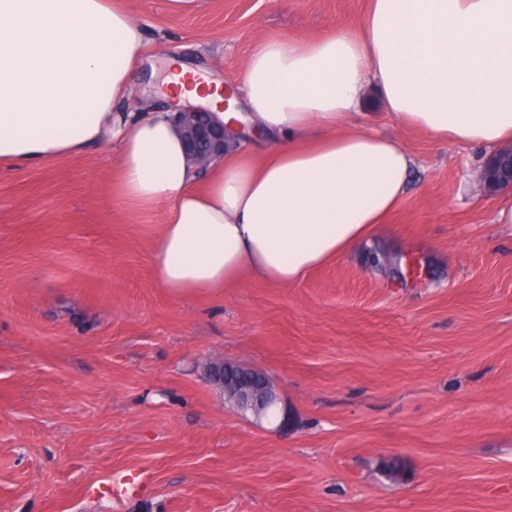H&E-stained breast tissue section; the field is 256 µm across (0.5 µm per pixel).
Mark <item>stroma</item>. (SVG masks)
<instances>
[{
    "instance_id": "stroma-1",
    "label": "stroma",
    "mask_w": 512,
    "mask_h": 512,
    "mask_svg": "<svg viewBox=\"0 0 512 512\" xmlns=\"http://www.w3.org/2000/svg\"><path fill=\"white\" fill-rule=\"evenodd\" d=\"M369 0H135L149 57L237 87L275 37L360 25ZM365 120L417 165L369 245L425 257L387 285L368 247L277 286L177 298L152 266L163 213L132 214L106 149L0 168V512H512V229L476 186L489 149ZM265 370L292 418L240 417L204 374ZM137 470L144 497L83 490ZM389 272V271H388ZM390 274V272H389ZM429 267L423 256L414 255L406 262L403 270L393 271L390 274L389 281L392 284H402L403 282H420L429 278Z\"/></svg>"
}]
</instances>
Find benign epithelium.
<instances>
[{"mask_svg": "<svg viewBox=\"0 0 512 512\" xmlns=\"http://www.w3.org/2000/svg\"><path fill=\"white\" fill-rule=\"evenodd\" d=\"M184 138L188 155L197 163L206 165L214 158L224 155V138L227 124L217 121L212 113L191 108L174 114ZM429 267L420 255H414L406 262L403 270L392 272L389 281L422 282L429 278ZM213 386L221 389L224 398L232 400V407L245 413L250 411L257 416L265 413L272 405H281V413H287L286 401L277 394L278 387L273 378L264 370L253 366L221 361L207 376Z\"/></svg>", "mask_w": 512, "mask_h": 512, "instance_id": "obj_1", "label": "benign epithelium"}]
</instances>
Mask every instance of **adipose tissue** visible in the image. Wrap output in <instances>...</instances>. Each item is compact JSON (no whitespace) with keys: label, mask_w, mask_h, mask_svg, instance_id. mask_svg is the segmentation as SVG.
Listing matches in <instances>:
<instances>
[{"label":"adipose tissue","mask_w":512,"mask_h":512,"mask_svg":"<svg viewBox=\"0 0 512 512\" xmlns=\"http://www.w3.org/2000/svg\"><path fill=\"white\" fill-rule=\"evenodd\" d=\"M128 0H0V165L115 151L134 213L162 210L152 260L176 297L213 295L250 276L293 286L387 223L415 161L363 121L370 89L401 125L491 147L512 139V0H370L358 30L269 39L243 65L245 123L208 167L189 161L172 120L205 106L220 121L224 85L170 60L168 106L128 118L146 60Z\"/></svg>","instance_id":"1"}]
</instances>
